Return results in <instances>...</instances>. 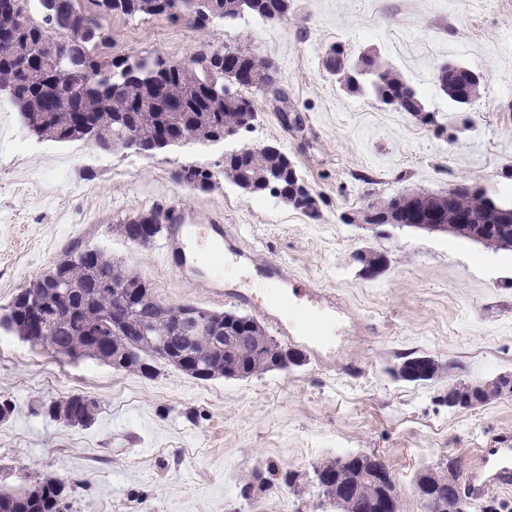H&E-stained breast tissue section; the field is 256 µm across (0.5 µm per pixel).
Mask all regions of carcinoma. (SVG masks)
Instances as JSON below:
<instances>
[{"mask_svg": "<svg viewBox=\"0 0 512 512\" xmlns=\"http://www.w3.org/2000/svg\"><path fill=\"white\" fill-rule=\"evenodd\" d=\"M69 0H11L9 17L0 14V86L20 112L29 133L39 140L69 142L88 140L105 151L153 152L173 146L208 144L236 135L250 126L255 114L239 90L273 96L281 93L275 62L238 46L222 51L201 49L188 64L168 62L161 68L156 54L112 56L101 50L106 23L114 15L128 20L145 16L188 19L196 28L223 21L234 23L245 16L264 22L288 17L290 0H85L80 16L71 14ZM347 54L324 55L323 69L346 78L352 93L371 91L381 102L399 103V110L426 121L430 118L423 98L403 76L387 67L373 52L344 64ZM439 90L457 107L477 96L479 85L470 80V68L448 62L437 68ZM224 177L238 187L262 194L276 186L279 196L299 209V199L310 197L295 165L274 148H246L224 158ZM214 174L197 166H182L173 173L178 183L202 190ZM454 208L448 198L431 195L426 201L404 195L388 197L372 206L368 224H426L427 207L434 208L440 223L449 224L459 213L474 214L490 230L480 243L495 251H512V225L497 223L489 211L491 199L484 191L461 186L454 190ZM144 224L164 230V209L153 208L129 217L120 225L123 236L139 238ZM121 267L103 251L76 243L65 248V260L52 275L29 284L46 313V332L40 346L73 360L91 359L112 364L115 355L128 358L124 369L144 375L153 362L168 361L169 346L187 334L184 314L192 304L169 305L157 300L150 284L130 270L124 271L127 288H109ZM125 320L112 319L114 310ZM0 325L21 340L33 342L27 318L10 305ZM190 363L180 371L201 380L228 377L227 369L248 378L268 371L286 370L289 347L269 336L254 317L233 312H211L206 328L194 333L181 347ZM457 409L469 401L486 406L501 396L497 384L471 392L466 384L449 386ZM386 465L365 454L328 458L314 473L322 495L339 512H361V501L382 496L369 476ZM448 467L428 471L417 486L427 512H462L465 505L448 498V479L458 477ZM356 483L359 495L343 492ZM65 482L43 478L29 493L0 492L3 512H63Z\"/></svg>", "mask_w": 512, "mask_h": 512, "instance_id": "carcinoma-1", "label": "carcinoma"}]
</instances>
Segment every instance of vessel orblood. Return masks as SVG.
I'll return each mask as SVG.
<instances>
[{
  "mask_svg": "<svg viewBox=\"0 0 512 512\" xmlns=\"http://www.w3.org/2000/svg\"><path fill=\"white\" fill-rule=\"evenodd\" d=\"M167 235L156 252L163 264L190 276L209 295L226 296L266 317L289 340L305 343L313 358L331 365L336 360V340L326 333V324L342 304L335 295L304 286L270 300L254 294L243 283L225 287L223 279L201 273L198 263L205 247L224 251L226 259L239 263L246 274H259L267 280L282 278L280 265L268 257L235 245L231 225L215 219L208 224L195 223L190 210L169 207L166 214ZM495 484L512 486V448H483L469 465L465 491L472 501H481L485 488Z\"/></svg>",
  "mask_w": 512,
  "mask_h": 512,
  "instance_id": "obj_1",
  "label": "vessel or blood"
}]
</instances>
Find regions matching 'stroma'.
<instances>
[{"label":"stroma","instance_id":"stroma-1","mask_svg":"<svg viewBox=\"0 0 512 512\" xmlns=\"http://www.w3.org/2000/svg\"><path fill=\"white\" fill-rule=\"evenodd\" d=\"M284 20L196 29L161 17H112V52H152L189 62L200 45L250 48L278 65L285 101L251 94L250 129L209 146L133 155L92 142L41 141L17 108L0 112V314L69 243L103 248L148 281L155 297L247 313L157 265L153 245L119 232L129 216L173 205L200 223L220 217L239 243L276 260L284 277L346 305L330 335L341 367L306 358L246 379L199 380L157 364L148 376L71 360L0 327V491L44 477L66 483L68 512H336L315 481L325 458L375 454L393 474L399 512H425L417 475L455 457L468 467L481 448L512 447V395L474 410L442 400L453 382L512 374V253L448 233L367 224L370 206L398 193L444 195L467 184L512 199V0H293ZM342 45L373 51L423 96L432 121L349 93L321 65ZM457 62L481 75L467 111L435 82ZM273 146L295 164L319 219L277 196L250 194L224 177V157ZM182 165L214 173L209 190L176 183ZM382 255L377 275L359 254ZM419 353L446 368L410 383L391 371ZM83 394L97 411L85 427L50 418L45 404ZM295 477L250 499L255 470Z\"/></svg>","mask_w":512,"mask_h":512}]
</instances>
